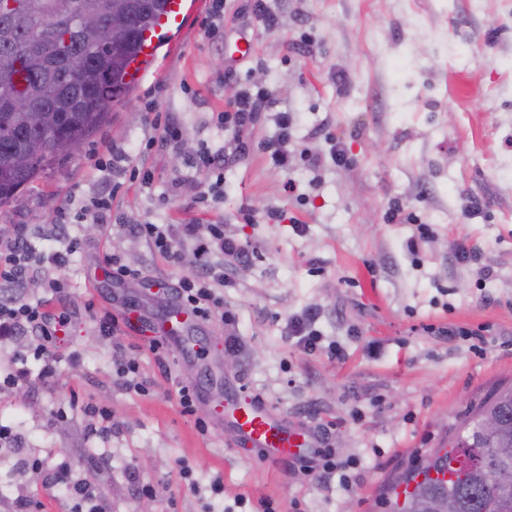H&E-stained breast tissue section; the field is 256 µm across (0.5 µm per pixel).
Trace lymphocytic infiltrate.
Returning a JSON list of instances; mask_svg holds the SVG:
<instances>
[{"mask_svg": "<svg viewBox=\"0 0 512 512\" xmlns=\"http://www.w3.org/2000/svg\"><path fill=\"white\" fill-rule=\"evenodd\" d=\"M273 101V93L266 88H242L230 110L221 113L218 123L227 128H242L252 123L258 113L268 111ZM127 232L146 241L174 264L181 261L179 251L173 246L174 236L193 242L197 270L192 276L172 281L169 289L202 320L218 315L226 322H233V314L225 311L224 298L217 293L224 285V267L213 263L211 255L217 252L242 261L248 257L245 244L225 236L219 224L210 225L205 238L199 236L194 224H182L175 230L160 224H131ZM79 247V240L70 238L61 248L39 253L25 225H15L9 234L0 233V340H25L27 352L41 364L39 376L44 380L55 373L57 342L66 332L70 316L62 303L67 293L64 280L41 278L40 270L45 266L66 267ZM37 278L42 279L47 296L34 302L26 300L23 291L28 281Z\"/></svg>", "mask_w": 512, "mask_h": 512, "instance_id": "obj_1", "label": "lymphocytic infiltrate"}]
</instances>
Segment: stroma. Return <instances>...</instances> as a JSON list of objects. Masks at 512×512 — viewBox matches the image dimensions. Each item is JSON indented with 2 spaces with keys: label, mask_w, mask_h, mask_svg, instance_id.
<instances>
[{
  "label": "stroma",
  "mask_w": 512,
  "mask_h": 512,
  "mask_svg": "<svg viewBox=\"0 0 512 512\" xmlns=\"http://www.w3.org/2000/svg\"><path fill=\"white\" fill-rule=\"evenodd\" d=\"M192 2L187 25L110 122L0 209V225H27L36 246L81 240L58 272L72 323L55 377L20 363L21 342H0V370L23 364L31 374L27 386L0 390V426L17 436L0 447V512H16L21 498L71 512L53 477L61 463L106 512H201L206 502L263 512L265 500L276 512H386L385 488L445 446L472 405L512 384V0H265L279 19L270 30L252 24L251 0H224L215 38L203 28L211 0ZM305 26L318 41L310 54L291 48ZM244 39L255 50L242 60ZM246 84L276 103L243 130L249 149L230 154L224 202L213 206L193 159L231 140L216 116L225 87ZM284 111L298 115L286 172L257 148ZM150 113L173 121L178 140L151 127ZM331 132L344 136L349 164L332 156ZM142 168L151 187L133 176ZM107 180L118 187L107 223L52 227L58 205H79ZM472 200L481 208L465 215ZM396 202L420 224L388 223ZM271 207L281 220L265 221ZM148 223L220 224L254 250L246 264L212 256L235 321L205 323L206 362L184 358L158 323L167 282L195 270L193 244L175 241L183 258L169 265L125 231ZM462 240L481 262L455 261ZM112 252L145 279L115 283ZM309 307L321 339L304 353L285 331ZM127 311L143 327L101 336L103 313ZM119 349L137 362L145 392L117 378ZM183 385L218 387L238 403L261 396L289 427L311 432L315 448L354 460L349 487L305 472L315 448L272 461L234 443L207 395L185 416ZM89 406L111 410V434H90ZM31 458L41 470L27 468ZM132 471L150 495L134 492Z\"/></svg>",
  "instance_id": "1"
}]
</instances>
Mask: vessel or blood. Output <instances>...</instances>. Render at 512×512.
Wrapping results in <instances>:
<instances>
[{"label":"vessel or blood","instance_id":"1","mask_svg":"<svg viewBox=\"0 0 512 512\" xmlns=\"http://www.w3.org/2000/svg\"><path fill=\"white\" fill-rule=\"evenodd\" d=\"M186 2L168 0L154 27L144 33L143 51L130 69L131 82H138L142 78L146 64L157 55L162 36L183 29L189 14ZM165 319L177 327V337L185 350L191 351L194 356H203L204 350L197 336L202 324L194 313L176 304L168 309ZM231 431L239 442L261 449L267 457L276 459L293 455L297 445L309 446L313 443L311 436L288 429L283 421L271 413L264 401L255 397L241 405Z\"/></svg>","mask_w":512,"mask_h":512}]
</instances>
